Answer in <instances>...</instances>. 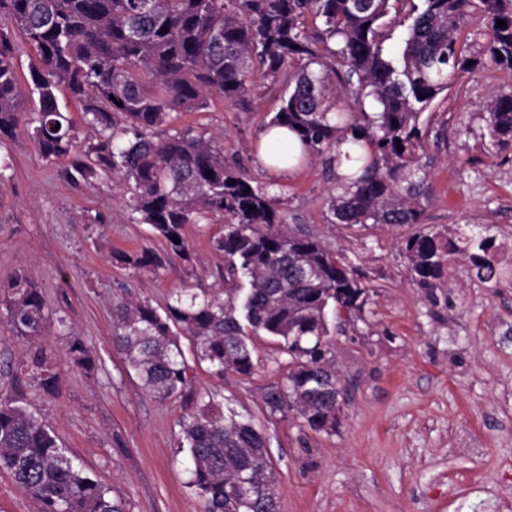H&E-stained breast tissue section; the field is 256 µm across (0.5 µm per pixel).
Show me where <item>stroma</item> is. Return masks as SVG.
Here are the masks:
<instances>
[{"mask_svg": "<svg viewBox=\"0 0 512 512\" xmlns=\"http://www.w3.org/2000/svg\"><path fill=\"white\" fill-rule=\"evenodd\" d=\"M484 29L480 16L469 18L460 40L479 65L420 116V202L425 228L464 225L504 249L512 247V146L489 137L484 117L512 72L490 62ZM282 94L260 84L245 106L214 97L175 125L221 136L225 158L276 195L290 228L318 236L366 272L372 291L360 319L331 341L341 387L335 432L270 413L264 391L284 382L290 365L266 336L254 339L252 374L219 378L181 335L185 386L163 401L143 391L112 346V299L162 308L177 289L222 287L224 258L210 244L219 227L185 225L186 258L157 273L126 267L115 253H162L165 244L137 223L111 179L70 180L68 159L43 158L22 133L0 142V285L20 271L31 276L48 307L43 344L60 368L52 392L27 380L29 408L124 512H203L187 486L179 422L210 399L250 417L266 437L278 512H512V279L480 283L468 257L455 254L447 286L420 288L404 253L410 227L331 223L335 172L313 158L276 175L257 157ZM71 334L92 350L94 370L67 363ZM29 348L0 322V393L11 390Z\"/></svg>", "mask_w": 512, "mask_h": 512, "instance_id": "1", "label": "stroma"}]
</instances>
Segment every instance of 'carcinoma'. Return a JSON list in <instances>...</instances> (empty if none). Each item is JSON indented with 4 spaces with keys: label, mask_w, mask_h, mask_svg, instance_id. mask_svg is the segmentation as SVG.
Returning a JSON list of instances; mask_svg holds the SVG:
<instances>
[{
    "label": "carcinoma",
    "mask_w": 512,
    "mask_h": 512,
    "mask_svg": "<svg viewBox=\"0 0 512 512\" xmlns=\"http://www.w3.org/2000/svg\"><path fill=\"white\" fill-rule=\"evenodd\" d=\"M396 2L0 0V18L39 59L22 88L17 47L0 28V138L27 133L43 157L69 159L70 179L112 178L139 223L174 256L187 252L184 225L224 218L211 246L224 256L225 287L203 295L182 288L163 310L147 300L112 301L113 348L145 392L167 399L187 382L175 329L192 338L195 358L221 377L251 374L253 336L263 333L293 365L285 383L266 388V407L296 413L315 432L335 430L336 373L327 354L336 325L363 312L370 286L345 253L288 229L277 198L226 163L216 138L169 124L181 112L206 108L213 96L246 105L257 80L284 81L268 126L296 132L304 155L330 170L348 163L328 199L332 223H422L420 115L472 69L459 33L475 12L485 21L491 63L512 70V0H420L399 51L391 53L385 43L401 26L390 17ZM309 17L316 22L311 29ZM62 86L99 128L97 142L78 143L57 97ZM29 101L33 117L25 112ZM485 122L490 138L512 144L511 88L491 100ZM494 248V236L458 228L452 236L415 232L404 251L413 284L437 288L456 253L469 256L479 281L498 284L505 268ZM119 260L150 271L163 265L150 249ZM0 318L30 341L46 335V303L26 275L9 282ZM66 354L93 368L82 339L70 337ZM19 374L47 393L58 380L40 346ZM22 390L18 378L13 392L0 394V468L41 503V512H123L122 502L84 473L27 408ZM181 434L188 486L204 512H276L273 463L250 419L226 416L207 402L181 421Z\"/></svg>",
    "instance_id": "obj_1"
}]
</instances>
